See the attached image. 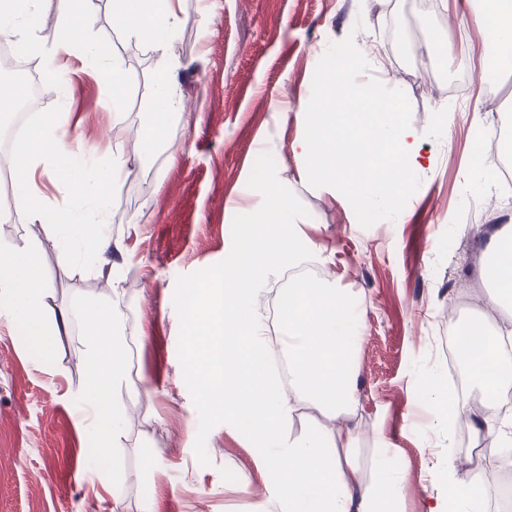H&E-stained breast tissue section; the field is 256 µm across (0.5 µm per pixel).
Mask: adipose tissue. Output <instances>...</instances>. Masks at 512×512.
<instances>
[{
  "label": "adipose tissue",
  "mask_w": 512,
  "mask_h": 512,
  "mask_svg": "<svg viewBox=\"0 0 512 512\" xmlns=\"http://www.w3.org/2000/svg\"><path fill=\"white\" fill-rule=\"evenodd\" d=\"M180 0H148L144 12L127 0H113L114 13L126 17L129 33L163 32L175 26ZM40 0H0V37L25 40L42 23ZM496 25L483 41L485 60L512 62V0H492ZM28 167L54 169L69 153L61 121L44 124L18 144ZM255 199L244 221L256 225L252 243L225 263L222 275L198 299L190 301L192 320L204 322L212 338L205 374L209 406L237 423L250 421L256 450L266 464L282 504V512H404L405 469L390 444H383L378 475L365 482L358 463L359 434L347 426L334 434L318 430L294 435L291 426L299 404L308 403L332 416H352L356 406L355 361L360 343L359 304L344 289L318 282L300 286V302L289 307L277 344L288 357V373L263 365L259 355L269 346L264 316L253 296L284 265L304 262L295 246L308 216L297 211L273 172L253 184ZM0 294L11 302V316L31 346L50 355L52 343L45 320L50 287L33 252L0 245ZM97 322L88 331L89 374L84 402L95 409L93 430L97 454L108 463L111 440L122 435V418L108 410L106 399L126 381L125 353L117 342L119 319L111 305L95 307ZM480 462L459 470L454 455L433 474L443 488L429 512H483L482 490L487 470L512 468V416L502 414L496 399H487L475 430Z\"/></svg>",
  "instance_id": "1"
}]
</instances>
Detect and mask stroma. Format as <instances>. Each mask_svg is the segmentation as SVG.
I'll list each match as a JSON object with an SVG mask.
<instances>
[{
  "label": "stroma",
  "mask_w": 512,
  "mask_h": 512,
  "mask_svg": "<svg viewBox=\"0 0 512 512\" xmlns=\"http://www.w3.org/2000/svg\"><path fill=\"white\" fill-rule=\"evenodd\" d=\"M92 12L91 30L71 32L56 59L64 81H47L38 52L21 66L44 90L31 125L64 116L71 153L54 171L0 181V194L11 193L14 203L13 217L0 220V242L36 251L50 285L53 345L48 358L29 345L11 320L8 298L0 299V512H280L251 435L203 402L208 349L192 348L198 327L186 311L239 246L248 186L264 157L297 210L310 216L304 234L323 249L315 263L328 284L360 304L350 423L361 437L364 472L373 476L376 447L388 439L405 465V512H428L437 490L427 475L437 451L450 446L456 457L476 455L472 429H426L417 381L428 372L445 380L448 361L437 336L460 294L486 293L485 251L512 222V204L483 212L491 183L470 164L475 119L497 128L512 121V65L501 67L492 103L479 83V57L444 58L447 69L465 65L470 82L462 96L435 99L423 89L417 58L440 39L480 47L486 28L476 19L441 12L438 36L418 43L417 0H181L165 44L175 67L164 77L153 40L125 34L113 0H92ZM349 37L371 74L405 93L417 129H427L437 109L451 114L440 139L421 142V185L404 210L367 229L340 192L308 185L293 151L304 127L271 108L272 101L292 105L307 96L321 56ZM89 39L123 67L119 101L85 57ZM164 78L176 110L148 159L126 157L130 175L107 202L111 248L90 268L66 261L58 215L94 227L83 181L96 165L111 163L155 113L167 112L156 96ZM36 199L44 223L21 220ZM96 302L112 303L119 314L132 382L114 399L124 429L110 470L97 462L80 400Z\"/></svg>",
  "instance_id": "obj_1"
}]
</instances>
